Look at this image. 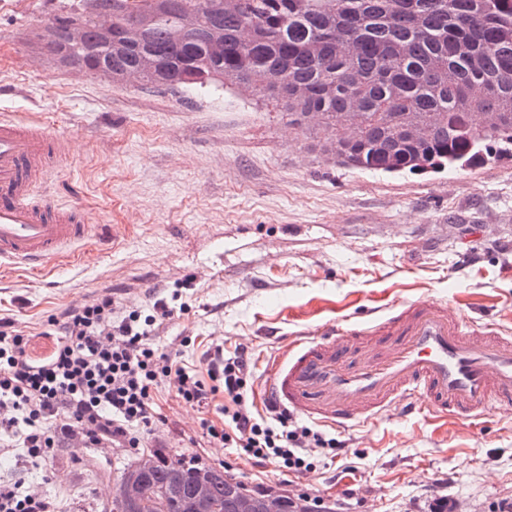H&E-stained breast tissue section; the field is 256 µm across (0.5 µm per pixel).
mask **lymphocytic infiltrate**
Masks as SVG:
<instances>
[{
	"label": "lymphocytic infiltrate",
	"mask_w": 512,
	"mask_h": 512,
	"mask_svg": "<svg viewBox=\"0 0 512 512\" xmlns=\"http://www.w3.org/2000/svg\"><path fill=\"white\" fill-rule=\"evenodd\" d=\"M172 314L163 297L154 299L147 315L114 306L108 297L84 303L43 323L41 334L53 347L39 358L28 336L1 329L0 445L21 449L31 466L49 462L59 448H82L105 460L153 448L158 430L169 423L157 410L161 393L168 392L178 405L202 409L223 395L220 417L200 421L204 445L236 448L289 473L313 469L310 449L344 452L335 436L293 421L275 403L258 411L250 400L245 349L228 357L215 347L202 374L159 349L156 324ZM0 512H59V506L17 480L0 484Z\"/></svg>",
	"instance_id": "obj_1"
}]
</instances>
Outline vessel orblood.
<instances>
[{"mask_svg": "<svg viewBox=\"0 0 512 512\" xmlns=\"http://www.w3.org/2000/svg\"><path fill=\"white\" fill-rule=\"evenodd\" d=\"M58 144L42 126L0 114V265L37 268L97 234L81 207L45 192ZM268 391L277 405L339 428L398 406L470 423L512 411V336L443 301H403L295 343L287 367L271 366Z\"/></svg>", "mask_w": 512, "mask_h": 512, "instance_id": "obj_1", "label": "vessel or blood"}]
</instances>
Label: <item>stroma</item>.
<instances>
[{
	"label": "stroma",
	"mask_w": 512,
	"mask_h": 512,
	"mask_svg": "<svg viewBox=\"0 0 512 512\" xmlns=\"http://www.w3.org/2000/svg\"><path fill=\"white\" fill-rule=\"evenodd\" d=\"M89 0H0V113L42 122L69 140L48 192L104 225L74 261L34 274L0 271V323L30 336L49 317L104 296L150 311L178 290L156 335L185 366L245 348L255 395L270 361L344 318L400 301H448L512 334V156L438 173H385L337 162L275 100L247 90L173 91L60 63L41 39L56 15ZM187 346H180V339ZM223 396L211 402L216 417ZM166 448L188 449L204 414L173 407ZM340 457L289 474L232 448L200 449L249 487L329 499L335 512H497L512 501V418L436 422L398 410L338 431ZM131 459L101 465L71 448L40 468L0 454V480L42 483L62 512H103Z\"/></svg>",
	"instance_id": "35a3bbf8"
}]
</instances>
